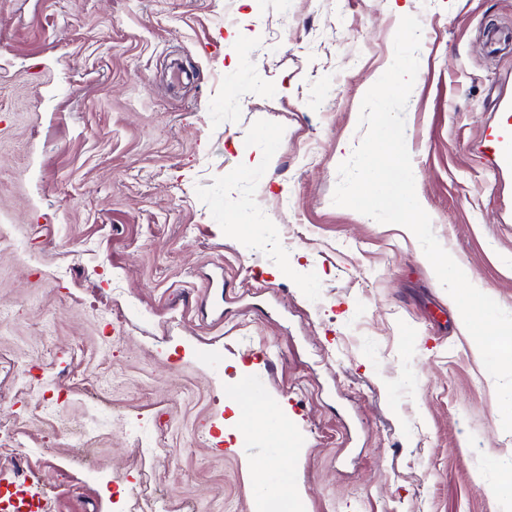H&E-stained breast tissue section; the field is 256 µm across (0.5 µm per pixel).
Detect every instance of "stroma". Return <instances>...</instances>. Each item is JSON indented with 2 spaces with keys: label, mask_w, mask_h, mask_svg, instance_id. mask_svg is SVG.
Returning <instances> with one entry per match:
<instances>
[{
  "label": "stroma",
  "mask_w": 512,
  "mask_h": 512,
  "mask_svg": "<svg viewBox=\"0 0 512 512\" xmlns=\"http://www.w3.org/2000/svg\"><path fill=\"white\" fill-rule=\"evenodd\" d=\"M405 15L416 194L512 313V0H0L1 487L253 512L260 474L292 512H499L512 433L456 303L407 228L332 202Z\"/></svg>",
  "instance_id": "obj_1"
}]
</instances>
